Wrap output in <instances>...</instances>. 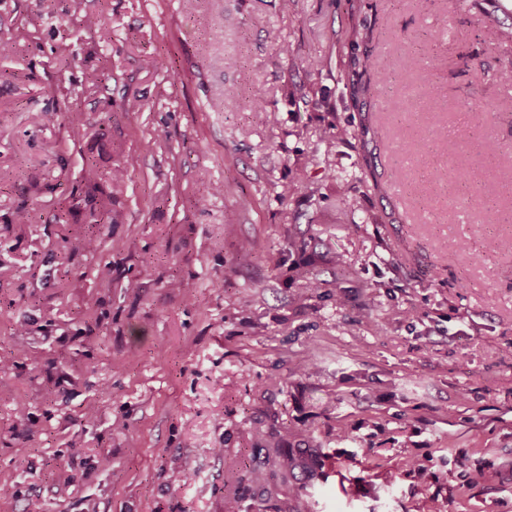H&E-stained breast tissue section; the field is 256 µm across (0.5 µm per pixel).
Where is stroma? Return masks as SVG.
Masks as SVG:
<instances>
[{
    "label": "stroma",
    "mask_w": 512,
    "mask_h": 512,
    "mask_svg": "<svg viewBox=\"0 0 512 512\" xmlns=\"http://www.w3.org/2000/svg\"><path fill=\"white\" fill-rule=\"evenodd\" d=\"M483 29L459 0H0V512H253L265 444L325 455L301 497L267 463L268 512H512V42ZM359 69H361V73L373 69V61L368 54L360 58H354L350 68L340 73L337 82L343 83L345 87L350 88L351 97L355 104L359 102L363 105L365 99L374 98V96L381 94L384 81H381L379 85L362 84V82L359 81L361 74L358 71Z\"/></svg>",
    "instance_id": "35a3bbf8"
}]
</instances>
